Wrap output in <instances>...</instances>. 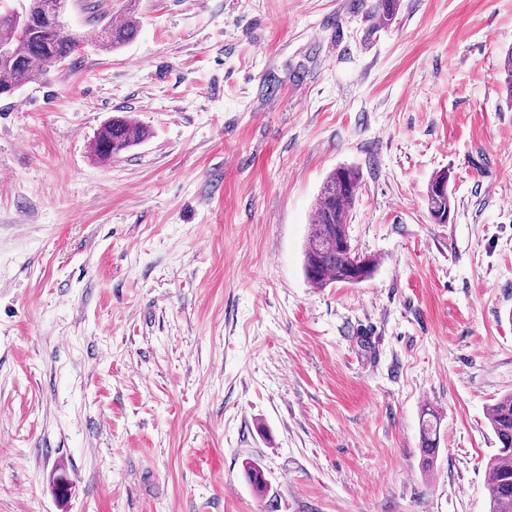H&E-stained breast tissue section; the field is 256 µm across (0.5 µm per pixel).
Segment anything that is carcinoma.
Returning a JSON list of instances; mask_svg holds the SVG:
<instances>
[{
	"label": "carcinoma",
	"mask_w": 512,
	"mask_h": 512,
	"mask_svg": "<svg viewBox=\"0 0 512 512\" xmlns=\"http://www.w3.org/2000/svg\"><path fill=\"white\" fill-rule=\"evenodd\" d=\"M57 4L63 15L67 0H23L20 12L0 13V89L19 90L34 83L76 55L81 40L65 28L64 21L49 22L44 6ZM397 0H377L375 13L381 25L395 18ZM139 21L130 13L107 21L98 31L100 47L114 50L133 40ZM501 83L506 100L512 103V49L501 63ZM149 131L127 115L112 117L97 133L91 152L103 161H112L129 148L147 139ZM448 170L436 172L429 180L426 201L429 214L450 217L454 198ZM360 183L359 171L338 167L326 177L316 199L314 219L303 251V269L315 288L335 283L355 285L372 277L380 259L367 256L352 244L349 217L355 205ZM422 423L425 452L436 451L438 418L426 410ZM488 421L498 444V454L489 459L487 492L490 512H512V392L491 405Z\"/></svg>",
	"instance_id": "carcinoma-1"
}]
</instances>
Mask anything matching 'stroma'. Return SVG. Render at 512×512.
<instances>
[{
    "label": "stroma",
    "instance_id": "stroma-1",
    "mask_svg": "<svg viewBox=\"0 0 512 512\" xmlns=\"http://www.w3.org/2000/svg\"><path fill=\"white\" fill-rule=\"evenodd\" d=\"M375 3L137 0L106 52L98 23L128 0H70L81 53L0 98V512H489L512 0H398L387 27ZM119 113L149 136L98 162ZM339 166L381 264L314 288L304 244ZM138 30L139 21L130 13L115 21L111 17L97 33L98 43L104 50H114L133 40ZM451 174L449 170L437 171L429 180L426 201L430 217L433 214L440 215L441 218L450 217L452 207H454V198L449 184Z\"/></svg>",
    "mask_w": 512,
    "mask_h": 512
}]
</instances>
